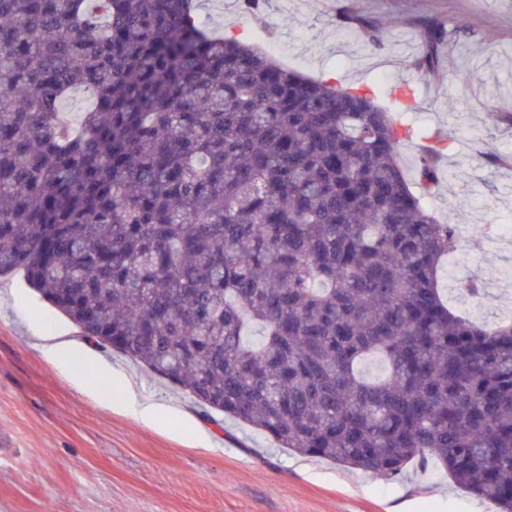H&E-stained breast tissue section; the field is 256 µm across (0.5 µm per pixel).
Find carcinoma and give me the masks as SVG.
Returning a JSON list of instances; mask_svg holds the SVG:
<instances>
[{
    "mask_svg": "<svg viewBox=\"0 0 512 512\" xmlns=\"http://www.w3.org/2000/svg\"><path fill=\"white\" fill-rule=\"evenodd\" d=\"M197 8L0 0V275L281 448L386 480L432 459L512 512V320L448 306L461 231L398 154L424 138L430 193L452 134L210 35ZM336 26L383 45L370 17ZM463 27L428 24L412 67L435 74ZM91 105V95L85 90H76L63 102L62 112H67V118L74 122L79 113L85 112Z\"/></svg>",
    "mask_w": 512,
    "mask_h": 512,
    "instance_id": "obj_1",
    "label": "carcinoma"
}]
</instances>
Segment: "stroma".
<instances>
[{
	"mask_svg": "<svg viewBox=\"0 0 512 512\" xmlns=\"http://www.w3.org/2000/svg\"><path fill=\"white\" fill-rule=\"evenodd\" d=\"M346 10L381 23V48L337 28ZM461 19L468 27L442 46L439 74L419 76L411 62L426 25ZM197 21L244 35L288 69L372 90L403 123L452 130L446 176L423 200L464 231L456 280L479 277L485 291L476 307L456 281L440 286L476 319L512 318V0H264L250 13L241 0H200ZM405 85L414 90L406 106L395 95ZM42 336L80 342L77 367L52 360ZM114 375L157 403L156 422L111 403ZM81 377L94 392L78 389ZM0 437V512H497L432 461L386 482L222 421L86 340L19 272L0 277Z\"/></svg>",
	"mask_w": 512,
	"mask_h": 512,
	"instance_id": "obj_1",
	"label": "stroma"
}]
</instances>
